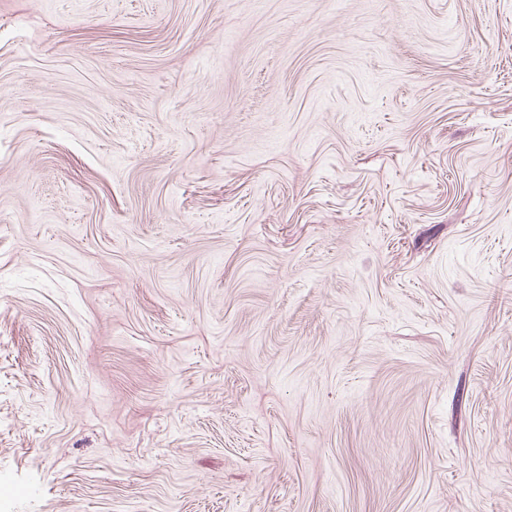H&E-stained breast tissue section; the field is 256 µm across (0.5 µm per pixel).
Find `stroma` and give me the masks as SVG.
Listing matches in <instances>:
<instances>
[{
  "instance_id": "obj_1",
  "label": "stroma",
  "mask_w": 512,
  "mask_h": 512,
  "mask_svg": "<svg viewBox=\"0 0 512 512\" xmlns=\"http://www.w3.org/2000/svg\"><path fill=\"white\" fill-rule=\"evenodd\" d=\"M0 512H512V0H0Z\"/></svg>"
}]
</instances>
